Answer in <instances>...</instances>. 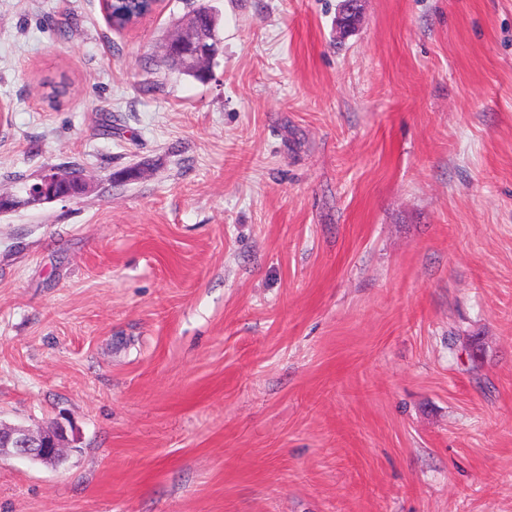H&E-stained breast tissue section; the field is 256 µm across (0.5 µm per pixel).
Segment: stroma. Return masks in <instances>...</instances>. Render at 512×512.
<instances>
[{
  "mask_svg": "<svg viewBox=\"0 0 512 512\" xmlns=\"http://www.w3.org/2000/svg\"><path fill=\"white\" fill-rule=\"evenodd\" d=\"M206 2L0 0V512H512V0ZM112 2L108 4L111 18L113 17V25L117 29H125L129 27L131 19L147 13L151 4L146 0H127L121 2ZM191 14L189 16L188 25H190L191 30L195 31L197 40L212 41L214 38H217L218 20L213 13L209 15L197 11L196 16H191ZM84 190L85 184L77 173L49 167L27 193L29 202H52L73 200ZM74 441L72 427L61 421L37 431L0 421V457L13 456L57 467L67 458Z\"/></svg>",
  "mask_w": 512,
  "mask_h": 512,
  "instance_id": "1",
  "label": "stroma"
}]
</instances>
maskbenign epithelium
<instances>
[{
  "label": "benign epithelium",
  "instance_id": "obj_1",
  "mask_svg": "<svg viewBox=\"0 0 512 512\" xmlns=\"http://www.w3.org/2000/svg\"><path fill=\"white\" fill-rule=\"evenodd\" d=\"M84 190L85 184L77 173L49 167L39 181L29 187L28 201H69ZM73 442L72 428L61 421L37 431L0 422V457L13 456L57 467L67 458V450Z\"/></svg>",
  "mask_w": 512,
  "mask_h": 512
}]
</instances>
